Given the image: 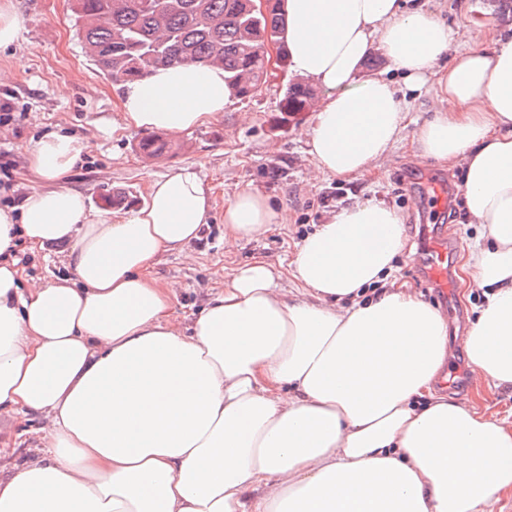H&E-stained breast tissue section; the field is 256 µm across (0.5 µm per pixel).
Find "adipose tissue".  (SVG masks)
I'll use <instances>...</instances> for the list:
<instances>
[{
  "label": "adipose tissue",
  "mask_w": 512,
  "mask_h": 512,
  "mask_svg": "<svg viewBox=\"0 0 512 512\" xmlns=\"http://www.w3.org/2000/svg\"><path fill=\"white\" fill-rule=\"evenodd\" d=\"M292 69L325 91L307 129L321 173L372 175L397 144L409 93L436 81L447 109L419 126L423 157L463 162V205L483 240L467 287L483 302L465 338L473 369L512 387V33L465 49L402 0H283ZM380 53L400 74L358 78ZM447 68H439L440 60ZM222 69L182 63L124 85L113 138L216 120ZM88 139L45 134L40 184L0 208V414H39L40 453L0 440V512H499L512 494V420L437 391L448 323L385 288L405 246L384 204L344 207L307 236L284 297L263 259L234 269L187 327L149 272L198 238L211 202L197 176L152 180L137 207L91 209L72 184ZM282 216L246 188L224 237ZM62 245L71 274L25 286L14 251Z\"/></svg>",
  "instance_id": "obj_1"
}]
</instances>
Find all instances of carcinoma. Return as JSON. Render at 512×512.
<instances>
[{"instance_id": "obj_1", "label": "carcinoma", "mask_w": 512, "mask_h": 512, "mask_svg": "<svg viewBox=\"0 0 512 512\" xmlns=\"http://www.w3.org/2000/svg\"><path fill=\"white\" fill-rule=\"evenodd\" d=\"M74 26L86 56L117 82L160 66L218 65L236 96L247 97L263 82L265 44L280 40L284 22L274 7L256 16L251 0H75ZM313 100L308 84H286L277 124L288 126ZM172 148L158 134L138 144L140 152L156 158Z\"/></svg>"}]
</instances>
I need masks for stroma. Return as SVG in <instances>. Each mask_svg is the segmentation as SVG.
<instances>
[{
  "instance_id": "obj_1",
  "label": "stroma",
  "mask_w": 512,
  "mask_h": 512,
  "mask_svg": "<svg viewBox=\"0 0 512 512\" xmlns=\"http://www.w3.org/2000/svg\"><path fill=\"white\" fill-rule=\"evenodd\" d=\"M15 2L22 34L17 43L0 50V102L11 100L24 118L14 124L0 123V154H7L13 165L9 186L0 185V206L19 201L34 186L27 150L51 131L65 130L93 140L94 148L79 165L75 185L97 209L112 191L125 192L132 204L141 199L151 180L176 169L195 173L210 197L209 222L185 253L163 255L152 269L159 284L175 288L170 313L185 327L210 296L223 288L227 273L255 258H264L275 267L280 287L295 288L290 263L306 235L342 207L362 200L384 202L406 218V246L396 257L389 280L409 288L438 310L444 303L436 283L427 275L428 256L423 245L443 233L457 234L459 248L451 257V269L458 280L455 291L460 316L448 323L446 363L468 367L464 335L482 297L461 285V264L481 228L464 216L461 169H443L409 150L417 127L446 106L434 86H427L412 99L402 139L380 161L379 176L374 180L343 181L318 171L306 137L311 113H302L287 127L274 129L282 91L294 78L289 70L253 96L232 98L217 120L174 135L176 150L151 160L135 149L143 130L132 128L121 139L112 137L121 90L86 57L74 26L73 0ZM406 5L435 11L457 30L464 47L489 46L485 33L472 24L477 17L490 19L497 30L512 32V0H406ZM19 57L25 61L21 70L14 65ZM437 184L445 188L439 205L433 200ZM248 185L267 196L285 221L272 225L262 236L226 242L224 207ZM17 253L26 259L27 282L44 283L69 272L60 247L33 253L22 242Z\"/></svg>"
}]
</instances>
